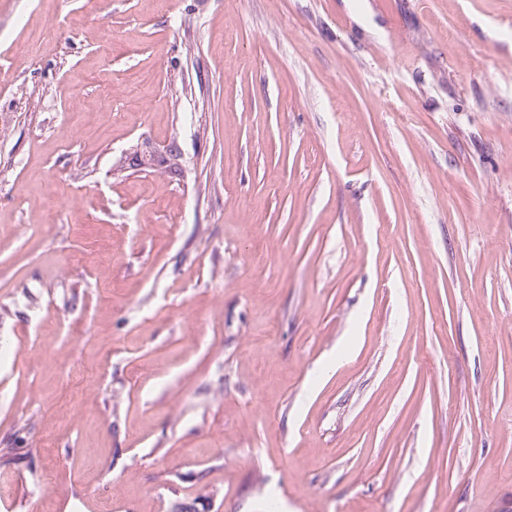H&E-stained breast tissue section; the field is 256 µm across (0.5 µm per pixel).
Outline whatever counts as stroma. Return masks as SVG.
Wrapping results in <instances>:
<instances>
[{"label": "stroma", "mask_w": 512, "mask_h": 512, "mask_svg": "<svg viewBox=\"0 0 512 512\" xmlns=\"http://www.w3.org/2000/svg\"><path fill=\"white\" fill-rule=\"evenodd\" d=\"M0 448V512H500L512 0H0ZM136 165L140 167L171 170L175 168L176 147L167 146L165 150H153L147 153L136 151L133 153Z\"/></svg>", "instance_id": "1"}]
</instances>
